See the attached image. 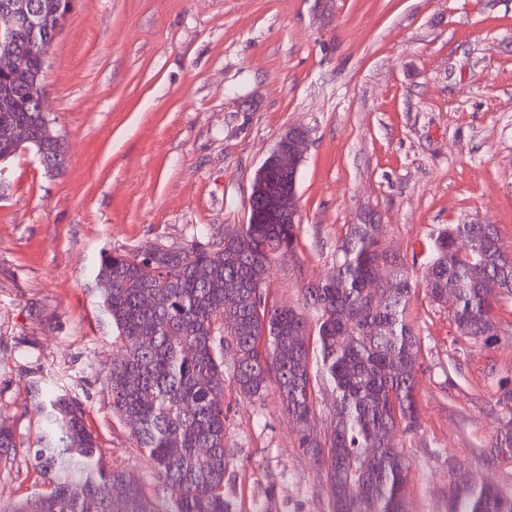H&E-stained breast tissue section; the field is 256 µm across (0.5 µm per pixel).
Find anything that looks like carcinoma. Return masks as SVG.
Instances as JSON below:
<instances>
[{"mask_svg":"<svg viewBox=\"0 0 512 512\" xmlns=\"http://www.w3.org/2000/svg\"><path fill=\"white\" fill-rule=\"evenodd\" d=\"M45 65L0 74V128L29 131L28 147L49 175L64 171L68 147L37 111ZM248 220L219 240L180 248L106 250L91 269L93 291L112 327V367L103 381L112 414L132 425L171 502L167 512H229L224 378L256 397L275 385L299 427V447L324 469L329 512H403L408 468L389 441L418 428L417 360L412 325L414 272L384 249L380 224H351L336 262L303 288V310L268 303L267 269L296 254L299 225L275 204L295 198L291 180L273 172L252 186ZM387 266L390 279L369 295L366 282ZM429 298L454 306L458 333L488 339L495 305L512 298V248L492 224H452L437 232L422 271ZM500 288L491 292L485 282ZM316 317L319 360L311 367L308 319ZM334 399L330 431L312 436L315 388ZM491 452H512V388L498 398ZM42 427L26 448L45 490L0 512H162L137 483L101 466L81 406L66 393L35 402ZM0 424V454L17 452ZM448 512H512V494L458 481Z\"/></svg>","mask_w":512,"mask_h":512,"instance_id":"1","label":"carcinoma"}]
</instances>
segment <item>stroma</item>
I'll return each mask as SVG.
<instances>
[{
  "mask_svg": "<svg viewBox=\"0 0 512 512\" xmlns=\"http://www.w3.org/2000/svg\"><path fill=\"white\" fill-rule=\"evenodd\" d=\"M44 84L68 157L50 177L20 150L0 190V421L34 438V388H65L103 466L149 492L103 387L112 328L89 276L102 249L232 232L293 128L308 134L299 247L272 267L270 302L300 303L362 220L413 270L449 224L496 225L512 246V0H73ZM413 307L419 428L395 437L406 512H447L462 476L512 490V458L488 454L512 384V299L489 342L458 336L424 291ZM224 410L231 512H329L276 388L248 399L225 381ZM41 488L25 452L0 459V506Z\"/></svg>",
  "mask_w": 512,
  "mask_h": 512,
  "instance_id": "stroma-1",
  "label": "stroma"
}]
</instances>
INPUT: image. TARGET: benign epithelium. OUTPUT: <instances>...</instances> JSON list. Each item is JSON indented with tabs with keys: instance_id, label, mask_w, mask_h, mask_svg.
<instances>
[{
	"instance_id": "1",
	"label": "benign epithelium",
	"mask_w": 512,
	"mask_h": 512,
	"mask_svg": "<svg viewBox=\"0 0 512 512\" xmlns=\"http://www.w3.org/2000/svg\"><path fill=\"white\" fill-rule=\"evenodd\" d=\"M72 6V0H59L54 12L45 16L32 8L28 0H0V44L9 45L16 39L24 41L22 57L46 61V52ZM307 141L302 129H292L283 135L262 163L261 169L285 172L298 177V168Z\"/></svg>"
}]
</instances>
